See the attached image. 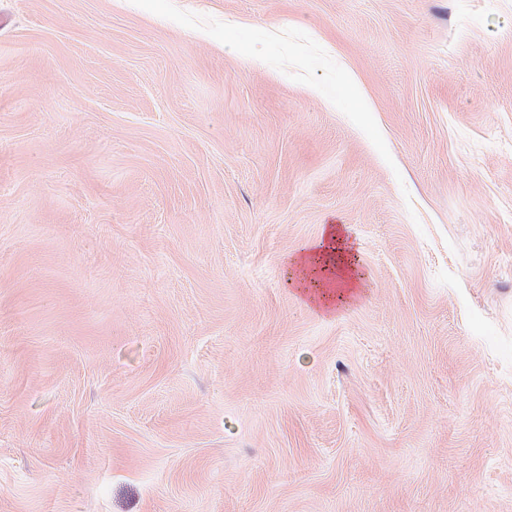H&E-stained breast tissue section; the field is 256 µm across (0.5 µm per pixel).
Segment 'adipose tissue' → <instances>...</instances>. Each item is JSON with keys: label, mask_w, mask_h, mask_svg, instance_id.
<instances>
[{"label": "adipose tissue", "mask_w": 512, "mask_h": 512, "mask_svg": "<svg viewBox=\"0 0 512 512\" xmlns=\"http://www.w3.org/2000/svg\"><path fill=\"white\" fill-rule=\"evenodd\" d=\"M349 245L339 226L328 224L322 237L305 247L294 257L296 279L300 284L312 283L316 289L309 295L310 300L323 308H332V293L322 290L323 271H331L337 284L346 286L354 282L356 268L347 256Z\"/></svg>", "instance_id": "1"}]
</instances>
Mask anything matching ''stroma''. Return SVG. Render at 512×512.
Segmentation results:
<instances>
[{
    "label": "stroma",
    "mask_w": 512,
    "mask_h": 512,
    "mask_svg": "<svg viewBox=\"0 0 512 512\" xmlns=\"http://www.w3.org/2000/svg\"><path fill=\"white\" fill-rule=\"evenodd\" d=\"M1 11L0 512H512V0ZM349 249L342 228L335 224H326L322 237L303 247L292 261L296 279L303 288V293L324 309H332L335 300V296L325 292L324 288H332L334 281L336 285L350 286L358 277L353 261L346 255ZM327 269H330V273L336 274L334 280L327 279L329 287L324 286V276L319 275V272L325 274ZM310 281L320 286L317 291L309 293L305 288Z\"/></svg>",
    "instance_id": "obj_1"
}]
</instances>
